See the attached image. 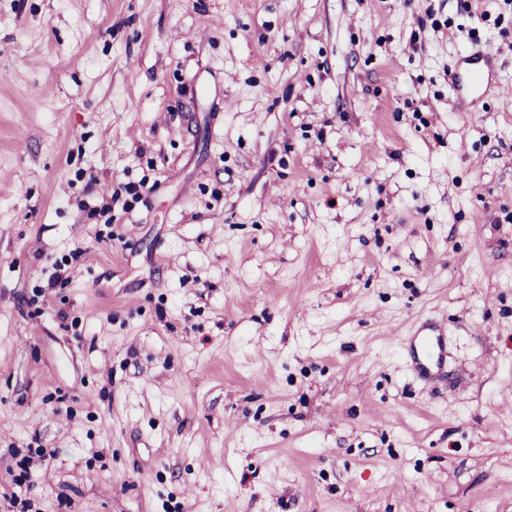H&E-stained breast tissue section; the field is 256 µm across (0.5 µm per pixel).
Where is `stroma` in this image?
Returning a JSON list of instances; mask_svg holds the SVG:
<instances>
[{
  "mask_svg": "<svg viewBox=\"0 0 512 512\" xmlns=\"http://www.w3.org/2000/svg\"><path fill=\"white\" fill-rule=\"evenodd\" d=\"M0 512H512V6L0 0ZM470 66L466 76L456 75L453 79L456 91L461 96L464 112H473L465 104L466 97H476L482 90L484 79L491 81L495 73V57L490 51L474 52L466 57ZM408 356L416 376L427 381L448 358V338L430 321L422 325L411 338Z\"/></svg>",
  "mask_w": 512,
  "mask_h": 512,
  "instance_id": "1",
  "label": "stroma"
}]
</instances>
